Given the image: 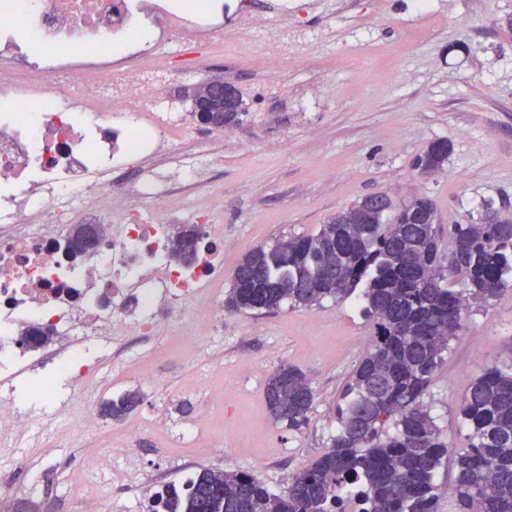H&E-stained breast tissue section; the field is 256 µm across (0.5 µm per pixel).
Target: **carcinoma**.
Wrapping results in <instances>:
<instances>
[{"label":"carcinoma","mask_w":512,"mask_h":512,"mask_svg":"<svg viewBox=\"0 0 512 512\" xmlns=\"http://www.w3.org/2000/svg\"><path fill=\"white\" fill-rule=\"evenodd\" d=\"M241 106L228 89L224 123ZM447 159L448 141L437 140L416 164L439 171ZM436 219L427 197L373 213L362 200L313 235L281 237L241 258L227 308L272 313L285 302L312 307L357 296L372 341L337 406L336 435L286 492L251 473L203 469L155 491L160 512H345L341 491L352 483L366 512H440L437 477L450 469L454 512H512V365L493 364L470 383L458 449L441 440L425 400L472 305L512 287V221L488 205L479 221L451 225L445 249ZM265 395L274 421L290 431L305 424L313 392L300 369H277ZM139 402V391L128 390L100 412L119 421Z\"/></svg>","instance_id":"carcinoma-1"}]
</instances>
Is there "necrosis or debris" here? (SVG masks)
Wrapping results in <instances>:
<instances>
[{
  "label": "necrosis or debris",
  "instance_id": "4bbe7bcc",
  "mask_svg": "<svg viewBox=\"0 0 512 512\" xmlns=\"http://www.w3.org/2000/svg\"><path fill=\"white\" fill-rule=\"evenodd\" d=\"M221 0L206 12L169 0H0V384L31 364L82 368L79 342L115 328L157 338L162 320L197 300L223 266L206 250L173 265L178 228L168 191L144 179L145 219L125 222L102 206L119 190L113 170L174 147L183 115L164 88L185 75L173 61L212 49L223 32ZM148 20L155 36L128 39ZM106 225L96 253L77 267L63 256L75 218ZM50 329L55 346L22 353L27 328Z\"/></svg>",
  "mask_w": 512,
  "mask_h": 512
}]
</instances>
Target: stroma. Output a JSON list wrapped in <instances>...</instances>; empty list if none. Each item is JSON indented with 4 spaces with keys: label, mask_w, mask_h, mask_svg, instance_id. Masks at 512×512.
<instances>
[{
    "label": "stroma",
    "mask_w": 512,
    "mask_h": 512,
    "mask_svg": "<svg viewBox=\"0 0 512 512\" xmlns=\"http://www.w3.org/2000/svg\"><path fill=\"white\" fill-rule=\"evenodd\" d=\"M269 27L301 36L273 80L254 60ZM200 67L167 90L186 126L176 150L126 170L122 192L106 202L134 216L133 186L145 172L168 185L183 223L211 209L223 273L164 326V348L133 336L86 339L95 367L70 375L68 409L53 412L52 430L33 426L11 455L0 453V464L24 461L0 488V512L21 500L83 512L72 486L91 477L93 461L104 464L94 477L110 512H149L154 490L204 468L253 472L271 491L286 490L335 434L342 389L373 330L353 299L228 311L242 256L282 235L316 233L374 194L428 196L444 228L478 219L488 199L512 218V0H224V45ZM211 77L243 99L220 141L191 114L192 87ZM441 139L450 144L442 170L419 174L415 159ZM197 153L212 163L182 184L181 167ZM208 313L221 323L198 330ZM493 363H512V288L473 306L433 378L429 399L449 448L463 444L458 410L469 384ZM283 365L306 373L314 393L297 431L276 425L265 403L266 381ZM130 389L141 401L123 420L73 431L85 394L100 404ZM136 424L140 434L122 450Z\"/></svg>",
    "instance_id": "1"
}]
</instances>
